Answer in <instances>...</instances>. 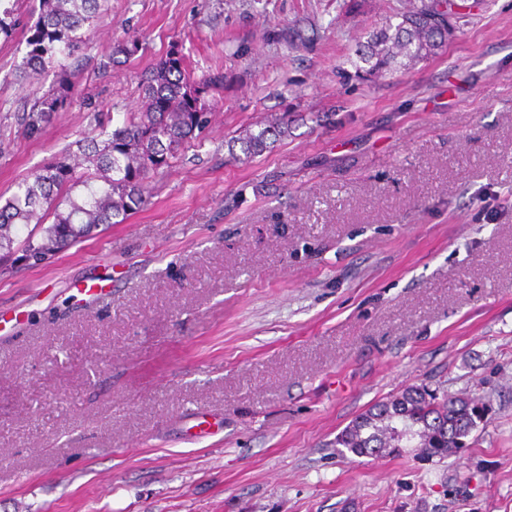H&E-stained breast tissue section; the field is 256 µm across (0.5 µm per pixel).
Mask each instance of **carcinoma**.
Returning a JSON list of instances; mask_svg holds the SVG:
<instances>
[{
    "label": "carcinoma",
    "instance_id": "obj_1",
    "mask_svg": "<svg viewBox=\"0 0 512 512\" xmlns=\"http://www.w3.org/2000/svg\"><path fill=\"white\" fill-rule=\"evenodd\" d=\"M104 0H38V17L27 37L24 67L51 73L53 82L18 117L20 131L37 137L56 112L69 105L76 83L61 62L79 50L84 27L93 24ZM448 41V22L435 20L431 0H412L405 11L369 35L354 63L357 71L383 78L436 53ZM224 92V74L196 80L187 58L171 48L150 68L142 83V106L108 127L93 117L100 132L87 144L83 162L61 152L33 177L17 184L0 206V260L12 265L30 255V266L89 237L101 226L120 224L147 207L152 174L200 138L209 123L207 97ZM297 119L290 112L270 113L239 131L240 162H250L292 136ZM33 224L38 232L17 240L16 226ZM489 411L480 399L411 385L356 417L336 436L337 454L363 457L399 455L416 448L440 459L460 454L465 439Z\"/></svg>",
    "mask_w": 512,
    "mask_h": 512
}]
</instances>
